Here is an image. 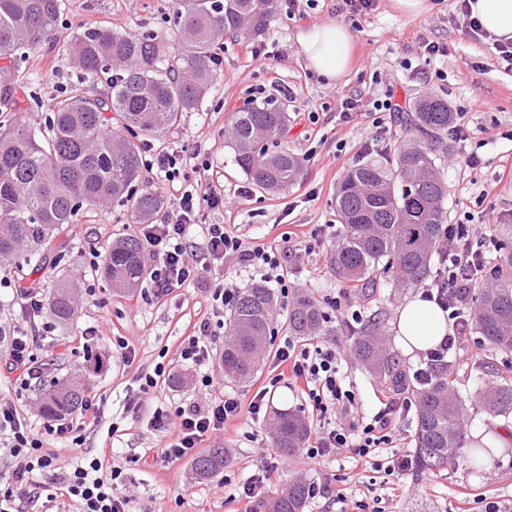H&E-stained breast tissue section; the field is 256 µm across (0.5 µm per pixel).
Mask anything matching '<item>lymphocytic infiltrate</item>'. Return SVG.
Returning <instances> with one entry per match:
<instances>
[{"label": "lymphocytic infiltrate", "mask_w": 512, "mask_h": 512, "mask_svg": "<svg viewBox=\"0 0 512 512\" xmlns=\"http://www.w3.org/2000/svg\"><path fill=\"white\" fill-rule=\"evenodd\" d=\"M193 168L199 176L200 189L183 191L169 199V205L159 222L142 225L140 234L147 244L150 260L148 273L154 296L163 297L175 289L198 282L206 260H223L231 255L251 266L266 268V279L274 287L287 290L288 280L281 274V251L273 246H251L221 224L202 221L204 208L223 206L224 195L213 185L212 165L207 153L194 151ZM494 207L478 213H467L459 224L446 225L441 262L424 294L448 314L452 331L413 369L412 378L418 386L429 385L435 374L447 370L449 362L468 360L467 312L471 307V290L488 268L482 249L484 226L494 223ZM212 323L202 320L197 335L185 339L180 357L202 373L197 380L198 401L175 410L155 408L153 424L170 431L163 447L154 449L153 460L161 465L193 458L201 443L220 432L226 422L238 419L243 412L260 413L266 390H259L250 405L238 397H215L216 379L207 373L211 348ZM343 351L335 344L311 343L298 346L284 341L276 353L278 366L288 379L307 397L311 416L325 419L341 412L343 421L321 427L309 438L302 460L308 467L319 466L326 456L347 451L357 466L370 463L380 452L381 445L392 443L395 426L411 402L389 393H382L379 408L369 423L352 419L355 397L347 388L340 371ZM0 446L7 448L13 465L0 474V512H24L30 499L38 497L40 479L54 467L55 456L48 451L42 438L29 420L16 408L12 398L0 395ZM76 465L57 477L61 497L76 506V512H131L132 498L121 481L122 469L105 467L100 458L84 456L80 446H73Z\"/></svg>", "instance_id": "1"}]
</instances>
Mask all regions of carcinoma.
I'll return each mask as SVG.
<instances>
[{
    "mask_svg": "<svg viewBox=\"0 0 512 512\" xmlns=\"http://www.w3.org/2000/svg\"><path fill=\"white\" fill-rule=\"evenodd\" d=\"M278 0H184L173 13L174 37L166 41L151 31L125 32L103 25L85 26L63 42L61 51L80 65L78 85L54 102L41 125L32 121L0 126V264L27 247L49 246L64 224H73L84 206L109 201L126 206L138 224L149 222L164 206L156 191L138 188L144 143L177 126L184 113L202 108L216 79L214 48L226 34L255 39L266 34L278 13ZM62 0H0V60L3 75L23 47H36L54 36ZM110 75L109 92L93 87ZM456 119L448 102L433 95L415 100L397 117L408 133L392 162L374 160L349 168L336 187L334 207L342 233L330 251L336 280L374 288L377 272L402 288L415 286L430 272L439 250L448 212V189L436 165L445 145L440 135ZM290 116L266 100L235 113L224 144L246 177L269 196H277L302 176L299 158L288 148ZM146 247L128 236L106 251L102 276L123 282L130 293L147 270ZM75 281L60 274L46 297L61 326L76 319ZM274 289L254 283L234 303L220 356L224 377L249 380L271 346ZM472 326L488 354L512 353V279L475 286ZM288 335L327 336L330 320L318 300L297 292L288 304ZM355 358L369 372L397 388L402 374L389 352L381 324L373 322L353 342ZM88 360L83 382L51 379L39 392L38 412L48 419L76 413L86 400L92 374ZM440 372L414 390L415 475L420 478L454 463L466 434L463 400L451 378ZM494 417L512 414V383L493 380L479 393ZM267 423L272 447L294 456L310 434L300 411L271 407ZM223 448L195 459V475L208 479L224 470ZM309 485L295 482L284 494L259 503L256 512H303Z\"/></svg>",
    "mask_w": 512,
    "mask_h": 512,
    "instance_id": "carcinoma-1",
    "label": "carcinoma"
}]
</instances>
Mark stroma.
I'll list each match as a JSON object with an SVG mask.
<instances>
[{"instance_id":"obj_1","label":"stroma","mask_w":512,"mask_h":512,"mask_svg":"<svg viewBox=\"0 0 512 512\" xmlns=\"http://www.w3.org/2000/svg\"><path fill=\"white\" fill-rule=\"evenodd\" d=\"M57 34L71 36L88 21H97L118 30H151L161 38L172 35L175 0H63ZM327 0H320L303 21L277 14L264 42L268 50L281 54L274 67L265 68L247 50V39L224 37V54L217 79L202 111L189 112L174 129L152 138L154 149L167 150L185 145L208 152L218 188L224 192V205L206 212L210 224L226 225L246 242L274 245L291 241L300 251L289 258L284 271L293 290H305L316 298L337 295L341 284L329 268V252L336 241L333 196L343 177L345 161L386 159L395 143L404 141L398 124H391L382 138H375L369 119L359 114L344 117L339 102L350 95H361L363 103L392 90L399 108L422 95L434 94L447 101L451 110L464 112L471 137L463 144L451 143L441 153L437 165L448 186L449 222L465 212L476 211V199L488 196L499 223L484 232V250L494 265H501L512 253V234L502 231L512 225V182L500 179L503 168L512 166V71L498 65L490 44L470 39L459 18L454 0H426L417 15L397 12L391 0H377L376 7L353 32L350 70L343 81L330 82L308 70L298 36L312 26L329 22ZM431 39L448 46L446 57L435 66L445 72L442 80L417 72L421 40ZM80 68L65 54L42 46L25 50L18 60L16 80H32L33 98L12 112L16 121L46 122L51 105L66 95ZM265 88L288 89L283 97L290 115L288 146L302 160L303 175L277 198L261 193L242 173L232 151L224 146V129L233 112L244 107L252 92ZM318 108V121H310L309 108ZM476 150L483 158L478 171L465 170L463 153ZM126 206L112 203L97 209H81L77 220L62 225L47 261L38 273H30L23 259L0 266V325L14 330L22 321L29 286L47 294L53 276L61 270L71 273L78 288V319L74 325L53 329L52 346L35 341L32 346L42 377H74L80 372L85 351L103 361L86 392L87 407L73 416L86 455L119 463L126 488L133 490V512H244L245 501L239 488L267 462L270 448L266 419L242 418L226 424L220 438L201 443V450L223 448L229 463L218 476L200 480L192 460L163 467L143 460L145 449L166 441V433L153 430L149 420L156 406L168 409L186 405L197 398V370L180 358L182 341L195 335L200 322L213 315L207 281L223 276L226 283L243 289L261 280V269L243 266L234 257L212 267L202 282L155 298L148 285L133 294L113 291L91 265V254H104L113 240L139 235ZM414 289L396 286L390 277L380 278L377 287L358 292L356 310L363 320L380 319L383 331H391L396 312ZM341 330L335 343L345 349L343 370L353 386L355 401L364 416L378 408L377 396L385 384L365 370L349 349L353 338L345 329L342 312L331 313ZM124 338L135 349L132 362H125L114 342ZM211 346V370L220 376L219 392L233 394L250 403L257 389L272 384L271 405L292 408L304 406L306 397L286 381L278 380L273 357H266L262 368L245 383L222 378L218 357L224 347V332L216 330ZM468 364L455 374L465 401L469 431L490 425L491 416L478 398V390L488 374L484 368L487 351L479 334H471ZM10 349L0 346V389L9 391L21 413L41 432L55 454L57 473L71 469L73 458L67 441L50 432L49 420L36 409L37 389L15 388L7 369ZM164 367L166 373L182 372L188 381L175 387L161 382L157 395L149 396L138 414L124 411L126 396L138 393L142 375ZM472 451L462 448L459 458L448 467L424 478L406 476L407 492L394 488V480L384 467H354L347 453L325 459L318 469L303 470L298 458H280L268 487L269 496L284 492L293 481L302 479L328 487L325 496L308 500L305 512H484L488 502H499L512 512V447L476 466Z\"/></svg>"}]
</instances>
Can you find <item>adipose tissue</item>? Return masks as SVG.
<instances>
[{
  "label": "adipose tissue",
  "mask_w": 512,
  "mask_h": 512,
  "mask_svg": "<svg viewBox=\"0 0 512 512\" xmlns=\"http://www.w3.org/2000/svg\"><path fill=\"white\" fill-rule=\"evenodd\" d=\"M469 7L472 18L493 37L512 41V0H470ZM299 43L309 69L336 81L348 73L352 40L346 26H313L300 35ZM448 331L447 313L418 294L399 308L393 342L415 356L439 344Z\"/></svg>",
  "instance_id": "obj_1"
}]
</instances>
